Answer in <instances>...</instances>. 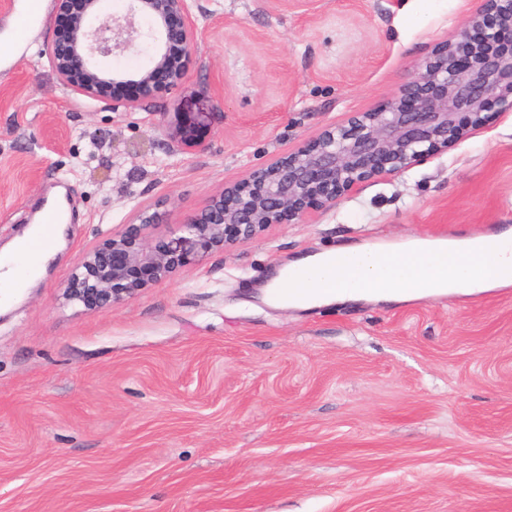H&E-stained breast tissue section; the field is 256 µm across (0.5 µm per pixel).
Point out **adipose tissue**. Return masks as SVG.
Segmentation results:
<instances>
[{
    "label": "adipose tissue",
    "instance_id": "obj_1",
    "mask_svg": "<svg viewBox=\"0 0 512 512\" xmlns=\"http://www.w3.org/2000/svg\"><path fill=\"white\" fill-rule=\"evenodd\" d=\"M511 241L512 229L450 240L407 238L396 242L355 243L304 256L278 270L262 288L264 301L282 308L309 310L347 302L405 303L468 288L512 285V253L479 254L493 241ZM54 250L41 252L29 272L0 271V310H7L42 277ZM313 273L309 292L287 294L290 272Z\"/></svg>",
    "mask_w": 512,
    "mask_h": 512
}]
</instances>
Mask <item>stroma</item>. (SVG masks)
<instances>
[{"instance_id":"35a3bbf8","label":"stroma","mask_w":512,"mask_h":512,"mask_svg":"<svg viewBox=\"0 0 512 512\" xmlns=\"http://www.w3.org/2000/svg\"><path fill=\"white\" fill-rule=\"evenodd\" d=\"M28 2L0 0V246L54 190L72 217L0 314V512H512V287L288 313L253 296L298 254L512 228V112L122 303L62 298L137 204L179 232L396 94L481 0H193L191 91L136 110L67 92L54 0Z\"/></svg>"}]
</instances>
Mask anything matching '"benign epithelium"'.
I'll list each match as a JSON object with an SVG mask.
<instances>
[{
  "label": "benign epithelium",
  "mask_w": 512,
  "mask_h": 512,
  "mask_svg": "<svg viewBox=\"0 0 512 512\" xmlns=\"http://www.w3.org/2000/svg\"><path fill=\"white\" fill-rule=\"evenodd\" d=\"M55 2L67 34L57 35L47 56L66 90L130 110L161 91L189 90L188 62L198 40L190 0H128L124 14L96 26L91 19L99 17L101 0ZM141 18L150 21L146 32ZM144 37L152 40L151 66L133 77L118 79L95 64V57L133 49ZM492 107L512 112V0H486L459 37L420 62L394 96L214 193L182 233L149 238L161 213L138 206L139 223L83 251L63 298L85 307L119 304L201 252L253 240L287 219L301 224L310 209L335 207L361 183L453 147L484 125ZM168 136L179 147L201 145L184 129Z\"/></svg>",
  "instance_id": "1"
}]
</instances>
